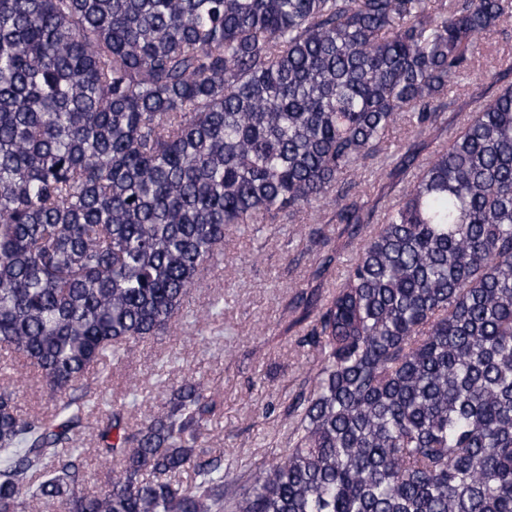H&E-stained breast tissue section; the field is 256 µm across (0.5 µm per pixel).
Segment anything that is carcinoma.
I'll return each mask as SVG.
<instances>
[{"instance_id": "cac0c4a2", "label": "carcinoma", "mask_w": 512, "mask_h": 512, "mask_svg": "<svg viewBox=\"0 0 512 512\" xmlns=\"http://www.w3.org/2000/svg\"><path fill=\"white\" fill-rule=\"evenodd\" d=\"M512 0H0V348L52 409L0 389V512H512V84L426 162L448 91ZM411 128L404 152L386 133ZM403 183L335 289L297 297L322 364L288 448L224 467L200 440L223 400L192 378L132 426L94 416L104 357L167 330L229 229ZM96 417L109 467L85 485ZM348 178L355 180L357 183L356 190L360 197L370 206L375 207V219L380 218L384 205L394 199L399 193L402 184L390 181L379 175L377 166L372 165L367 169L359 170L357 175H350ZM384 195H387L383 198Z\"/></svg>"}]
</instances>
